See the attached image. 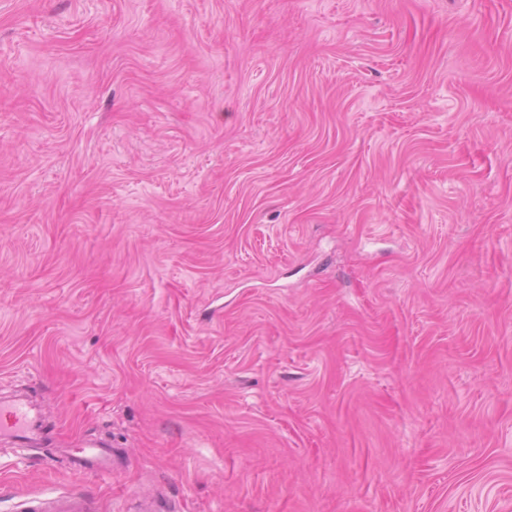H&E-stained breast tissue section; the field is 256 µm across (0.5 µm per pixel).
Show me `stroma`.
<instances>
[{"mask_svg":"<svg viewBox=\"0 0 512 512\" xmlns=\"http://www.w3.org/2000/svg\"><path fill=\"white\" fill-rule=\"evenodd\" d=\"M0 512H512V0H0ZM0 439L23 446L50 451L49 432L40 406L25 397H12L0 401ZM57 451L73 469L102 474H111L116 457L112 443L100 440H81L74 448H59ZM25 512H94L88 497L81 494H65L49 502H31L24 508Z\"/></svg>","mask_w":512,"mask_h":512,"instance_id":"stroma-1","label":"stroma"}]
</instances>
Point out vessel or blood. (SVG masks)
Masks as SVG:
<instances>
[{"instance_id":"1","label":"vessel or blood","mask_w":512,"mask_h":512,"mask_svg":"<svg viewBox=\"0 0 512 512\" xmlns=\"http://www.w3.org/2000/svg\"><path fill=\"white\" fill-rule=\"evenodd\" d=\"M0 439L23 446L46 449L50 439L40 406L25 397H12L0 401ZM69 465L79 471L108 474L112 471L115 452L111 443L100 440H82L74 447L63 449ZM25 512H94L88 497L65 494L39 503L32 502Z\"/></svg>"}]
</instances>
